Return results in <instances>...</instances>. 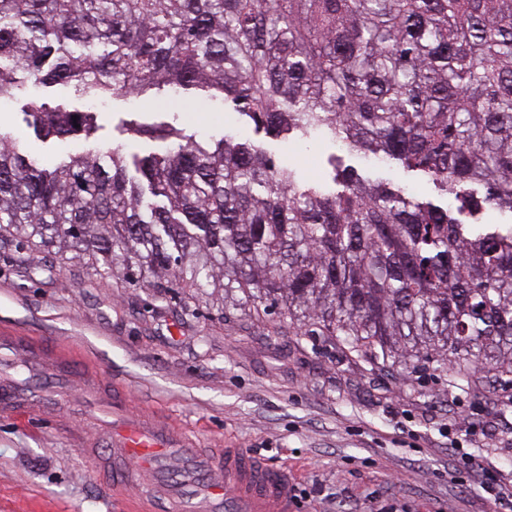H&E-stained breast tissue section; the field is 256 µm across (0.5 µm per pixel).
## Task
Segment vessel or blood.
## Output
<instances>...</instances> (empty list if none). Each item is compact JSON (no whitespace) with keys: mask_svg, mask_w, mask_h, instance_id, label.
<instances>
[{"mask_svg":"<svg viewBox=\"0 0 512 512\" xmlns=\"http://www.w3.org/2000/svg\"><path fill=\"white\" fill-rule=\"evenodd\" d=\"M26 348L42 371H58L69 357L64 350L47 356L31 342ZM109 411L111 426L93 441L112 453L95 463L111 471L113 493L134 495V512H149L152 502L168 505L170 512H295L285 470L235 448L207 456L162 424L129 421L125 405L112 404Z\"/></svg>","mask_w":512,"mask_h":512,"instance_id":"vessel-or-blood-1","label":"vessel or blood"}]
</instances>
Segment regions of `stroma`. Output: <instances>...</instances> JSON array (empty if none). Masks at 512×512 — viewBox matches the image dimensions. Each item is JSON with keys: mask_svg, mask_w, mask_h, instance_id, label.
<instances>
[{"mask_svg": "<svg viewBox=\"0 0 512 512\" xmlns=\"http://www.w3.org/2000/svg\"><path fill=\"white\" fill-rule=\"evenodd\" d=\"M101 141L130 154L151 140L121 132L122 121H154L150 101L105 99ZM181 125L212 140L254 138L228 112H183ZM0 128L42 163L56 164L84 140H41L18 103L0 105ZM269 153L303 179L324 176L337 147L324 140L265 138ZM359 174L432 190L398 164L355 160ZM276 313L234 309L192 289L157 288L100 274L89 264L23 241H0V335L65 348V376L30 375L26 358L0 352V391L24 392L22 415H0V512H127L92 461L85 434L105 426L84 388L95 374L108 396L135 415L164 419L199 448H239L285 469L299 512H512L471 468L478 459L512 473V384L463 388L435 364L380 371L321 336L280 333Z\"/></svg>", "mask_w": 512, "mask_h": 512, "instance_id": "stroma-1", "label": "stroma"}]
</instances>
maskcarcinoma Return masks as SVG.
<instances>
[{"label": "carcinoma", "mask_w": 512, "mask_h": 512, "mask_svg": "<svg viewBox=\"0 0 512 512\" xmlns=\"http://www.w3.org/2000/svg\"><path fill=\"white\" fill-rule=\"evenodd\" d=\"M64 85L155 102L124 131L26 98L44 139L90 146L44 167L0 130V238L73 250L106 275L169 278L269 306L310 336L415 371L512 376V0H0V103ZM196 89L283 140L396 160L444 201L328 159L302 181L260 141L202 144L163 120ZM103 106L95 108L97 112V123L99 125L96 137L99 141L112 142L118 139L126 144V151L129 154L141 153L150 147L164 146V143L155 142L143 137H136L120 131L121 121L137 119L140 122H152L155 120L153 107L150 101L140 102L136 107L123 100H112L106 98ZM130 112H139L132 114Z\"/></svg>", "instance_id": "1"}]
</instances>
